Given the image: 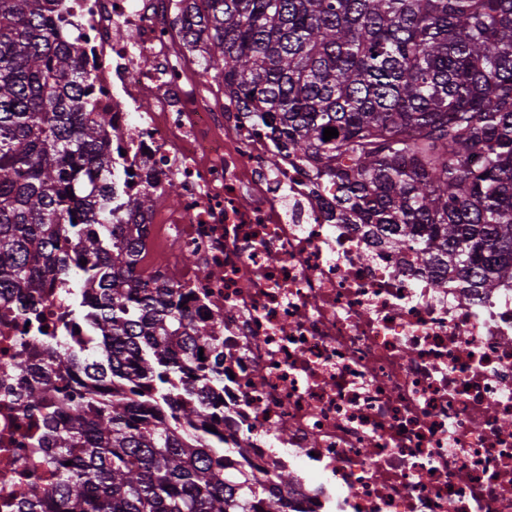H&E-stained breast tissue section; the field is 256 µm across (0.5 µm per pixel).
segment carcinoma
I'll use <instances>...</instances> for the list:
<instances>
[{"label":"carcinoma","mask_w":512,"mask_h":512,"mask_svg":"<svg viewBox=\"0 0 512 512\" xmlns=\"http://www.w3.org/2000/svg\"><path fill=\"white\" fill-rule=\"evenodd\" d=\"M60 2L0 0V303L57 282L92 333L17 362L54 476L19 512H289L288 473L232 468L206 429L221 326L192 335L177 287L142 271L144 231L112 219L156 190H127ZM175 2L206 71L336 187L340 215L443 287L450 270L487 293L512 281V0ZM200 340L211 360L184 387Z\"/></svg>","instance_id":"1"}]
</instances>
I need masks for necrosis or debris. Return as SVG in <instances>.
<instances>
[{"instance_id": "4bbe7bcc", "label": "necrosis or debris", "mask_w": 512, "mask_h": 512, "mask_svg": "<svg viewBox=\"0 0 512 512\" xmlns=\"http://www.w3.org/2000/svg\"><path fill=\"white\" fill-rule=\"evenodd\" d=\"M169 0H62L134 185L178 181L145 220L151 268L224 330L213 394L236 465L288 471L295 512H512V284L437 287L412 253L340 223L333 192L245 117L166 25ZM130 41H118L115 30ZM195 253L197 264L177 266ZM63 288L0 305V506L49 481L16 403L32 321L88 341Z\"/></svg>"}]
</instances>
